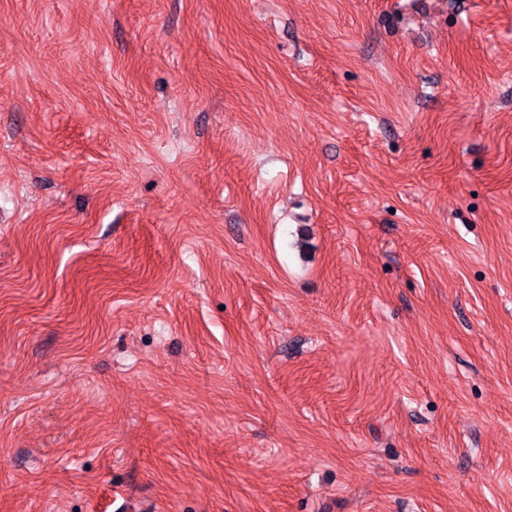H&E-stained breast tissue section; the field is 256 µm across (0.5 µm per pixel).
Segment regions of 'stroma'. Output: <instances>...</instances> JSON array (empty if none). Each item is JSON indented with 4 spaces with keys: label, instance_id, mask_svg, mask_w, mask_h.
Segmentation results:
<instances>
[{
    "label": "stroma",
    "instance_id": "35a3bbf8",
    "mask_svg": "<svg viewBox=\"0 0 512 512\" xmlns=\"http://www.w3.org/2000/svg\"><path fill=\"white\" fill-rule=\"evenodd\" d=\"M0 512H512V0H0Z\"/></svg>",
    "mask_w": 512,
    "mask_h": 512
}]
</instances>
